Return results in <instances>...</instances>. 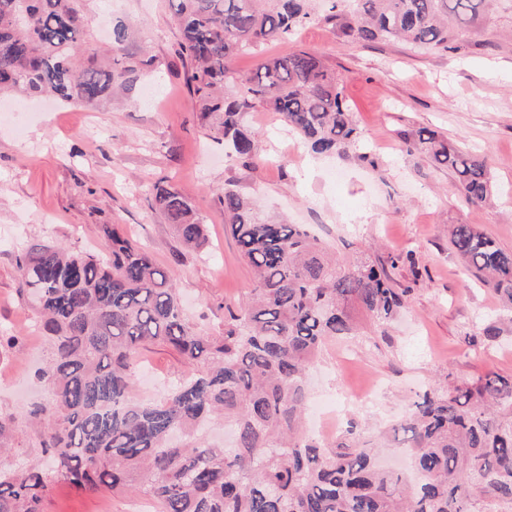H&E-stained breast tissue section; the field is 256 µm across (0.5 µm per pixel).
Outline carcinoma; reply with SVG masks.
<instances>
[{
	"label": "carcinoma",
	"instance_id": "obj_1",
	"mask_svg": "<svg viewBox=\"0 0 512 512\" xmlns=\"http://www.w3.org/2000/svg\"><path fill=\"white\" fill-rule=\"evenodd\" d=\"M86 0H0V96L15 91L95 106L134 89L157 58L128 49L131 25L112 27V55L83 59ZM311 0H169L178 56L201 124L233 155L262 160L249 114L277 113L315 153H344L363 140L344 89L319 56L299 50L261 57L238 74L231 61L262 44L288 41L313 15ZM321 20L352 42L403 40L452 49L462 27L492 0H319ZM406 151L445 167L470 204L495 185L487 159L436 131L405 137ZM182 244L199 250L206 225L176 189L145 183ZM224 232L252 273L248 302L228 311L224 332L200 330L168 271L115 226L99 252L33 241L19 254V293L40 318L49 353L37 370L48 390L26 420L49 468L0 463V512H44L58 481L79 490L135 492L155 512H512V377L437 384L388 427L413 475L378 463L383 432L349 427L323 446L305 432V376L325 343L355 336L349 306L390 323L408 288L379 265L346 264L301 224L271 222L239 190H226ZM449 243L462 273L499 297L512 315V253L471 224H453ZM176 352L187 375L163 396H132L138 353ZM217 422L234 433L226 448L205 437ZM15 429L0 416V456Z\"/></svg>",
	"mask_w": 512,
	"mask_h": 512
}]
</instances>
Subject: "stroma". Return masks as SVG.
Returning a JSON list of instances; mask_svg holds the SVG:
<instances>
[{
  "label": "stroma",
  "instance_id": "stroma-1",
  "mask_svg": "<svg viewBox=\"0 0 512 512\" xmlns=\"http://www.w3.org/2000/svg\"><path fill=\"white\" fill-rule=\"evenodd\" d=\"M86 13L92 34L81 44L83 55L102 53L113 21L130 20L138 24L135 47L156 55L160 68L122 99L94 108L21 95L0 100V237H11L0 240V333L19 340L18 348H0V415L16 421L18 458L39 457L25 415L45 395L34 371L48 353L18 292L20 249L33 240L95 249L102 225H116L168 269L192 321L215 335L226 309L246 302L252 281L224 233L219 198L228 187L253 194L272 219L309 225L341 260L414 257V266L391 272L410 291L399 319L378 326L353 309L364 332L326 343L309 372L310 402L348 389L362 395L376 381V396L348 412L362 425L394 423L425 387L490 372L512 376V317L494 292L462 275L448 242L449 225L470 224L512 252V0H496L490 17L456 30L450 51L397 40L350 42L321 21L299 29L285 52L316 53L336 74L364 134L362 147L375 160H360L362 147L315 155L279 115L257 111L258 150L275 161L250 167L226 156L193 110L168 0H87ZM420 127L487 156L498 186L492 204L467 203L448 170L404 150V135ZM141 181L165 182L193 203L207 224L202 252H182L151 199L134 193ZM489 319L501 329L493 341L480 337ZM469 336L478 344L467 346ZM137 370L135 395L149 399L187 366L176 353L152 347ZM43 509L153 512L142 496L63 482L50 488Z\"/></svg>",
  "mask_w": 512,
  "mask_h": 512
}]
</instances>
